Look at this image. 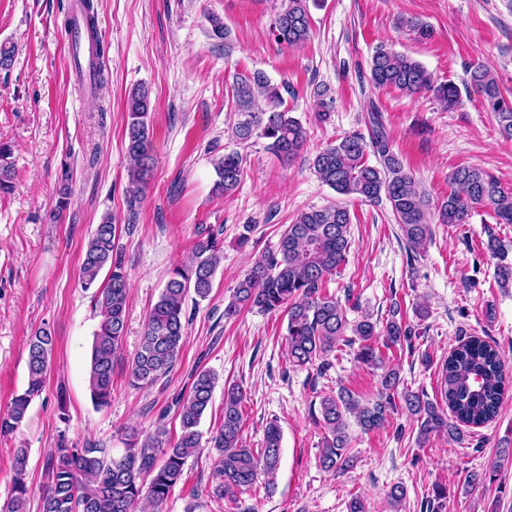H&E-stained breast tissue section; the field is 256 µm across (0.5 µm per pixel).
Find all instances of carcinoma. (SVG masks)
<instances>
[{
    "instance_id": "1",
    "label": "carcinoma",
    "mask_w": 512,
    "mask_h": 512,
    "mask_svg": "<svg viewBox=\"0 0 512 512\" xmlns=\"http://www.w3.org/2000/svg\"><path fill=\"white\" fill-rule=\"evenodd\" d=\"M320 0H284L277 13L272 34L278 44L299 46L311 36L310 6ZM84 26L96 40L98 56L105 54L98 41L92 0H81ZM421 39L431 37L430 26L420 19L399 21ZM370 79L376 87H394L413 95L425 91L448 107L459 99L452 83L434 82L424 66L385 45L376 48L370 62ZM470 83L482 97L486 111L494 117L501 135L512 139V99L503 96L498 81L487 69L477 66ZM232 103L238 112L234 134L246 143L267 140V149L286 163L300 154L307 141V130L299 119L283 107L279 86L262 71L236 77ZM152 111L150 91L139 85L128 96L125 130L126 154L130 161L129 199L144 191L154 163L153 133L148 123ZM368 135L352 133L327 144L313 159L317 177L340 195L361 200L386 199L400 225L408 251L417 255L432 239L434 224H467L471 215L483 211L498 224H512V192L499 181L474 166H462L451 173L448 196L434 204L428 190L407 169L390 143L382 113L368 112ZM373 153L377 164L368 163ZM243 156L232 151L219 158L214 168L218 177L215 191L228 194L240 184ZM352 218L345 205L334 204L298 214L284 230L277 251L258 258L235 289L233 300L224 308L231 318L242 309L263 313L281 312L286 316L288 361L295 367L317 366L323 372L328 356L346 336L361 341L358 357L384 369L375 400L361 403L342 388L320 400L321 425L325 431L319 455L320 465L334 472L353 468L348 417L365 431L380 428L394 410L396 399L404 401L419 423L418 438L429 439L445 432L461 440L465 430L483 427L500 410L509 384L505 363L497 345L470 336L454 346L441 370L442 403L407 388L398 391L399 372L384 368L380 347H412L417 330L401 316L393 304L390 317L381 326L365 316L351 324L336 299L322 293L325 284L345 263L350 248ZM119 225L106 213L88 236L80 266V283L88 290L97 285L101 273L107 282L96 295L100 317L93 334L88 387L93 404L106 407L112 400L114 360L123 346L127 324L128 275L122 254L115 246ZM224 259L223 246L214 230L199 239L189 263L173 268L158 300L148 311L139 348L130 370L131 385L152 386L166 378L180 359L187 334L186 300L189 292L207 297L214 275ZM27 385L12 397L7 411L0 415V438L6 439L22 426L32 400L46 385L54 336L47 327L35 330L27 340ZM215 375L206 369L191 374L188 390L172 398L171 406L160 415L155 433L138 442L134 435L122 455L87 440L82 447L60 446L46 460L47 482L40 492V512H138L147 507L163 512V506L179 484L186 482L188 459L202 448L201 419L212 401ZM244 395L237 385L224 391L222 423L210 438L217 451L210 493L217 498L237 497L264 480L274 489L280 465L282 433L279 425L265 428L260 453L241 440ZM179 418V432L171 433L165 424L170 411ZM28 453L17 448L12 465V495L0 505V512H27L32 487L28 484Z\"/></svg>"
}]
</instances>
